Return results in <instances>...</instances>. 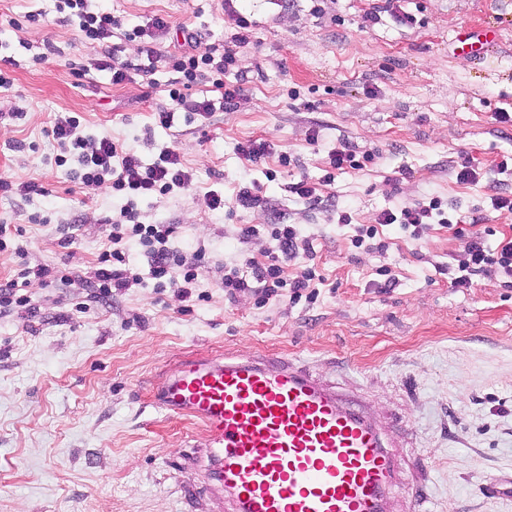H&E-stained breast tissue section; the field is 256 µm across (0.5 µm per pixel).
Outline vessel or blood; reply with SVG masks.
I'll return each mask as SVG.
<instances>
[{
	"label": "vessel or blood",
	"instance_id": "b4317fda",
	"mask_svg": "<svg viewBox=\"0 0 512 512\" xmlns=\"http://www.w3.org/2000/svg\"><path fill=\"white\" fill-rule=\"evenodd\" d=\"M152 405L198 426L192 460L224 512H393L394 486L422 490L375 423L290 359L186 356Z\"/></svg>",
	"mask_w": 512,
	"mask_h": 512
}]
</instances>
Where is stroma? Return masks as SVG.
Returning a JSON list of instances; mask_svg holds the SVG:
<instances>
[{
	"label": "stroma",
	"mask_w": 512,
	"mask_h": 512,
	"mask_svg": "<svg viewBox=\"0 0 512 512\" xmlns=\"http://www.w3.org/2000/svg\"><path fill=\"white\" fill-rule=\"evenodd\" d=\"M91 3L127 29L171 21L150 78L132 70L116 85L93 70L102 48L80 38L56 0H0V71L11 79L0 87V180L44 189L0 193V225L22 229L27 250H0V284L25 263L52 271L33 286L32 307L0 314V512H217V501L187 490L195 425L150 397L182 357L238 351L303 361L366 403L408 460L427 459V498L405 497L401 512H512L511 498L485 490L491 478H512V288L495 277L451 287L438 268L464 241L439 224L419 244L392 224L379 229L388 249L351 245L356 225L382 209L432 197L464 222L485 214L489 243L512 235V213L490 209L492 194L512 191V177L491 172L512 155V122L495 118L512 114V0H404L411 25L378 12L380 0H233L251 22L245 45L232 41L224 0ZM483 25L499 37L480 57L457 49L461 31ZM187 32L195 54L233 48L227 78L244 92L228 107L201 81L191 94L213 102L211 117L190 123L179 113L163 128L154 114L170 104L166 56ZM76 62L88 65L85 77ZM64 115L79 117V135L111 138L147 164L178 149L193 187L137 208L143 223L176 225L173 247L201 261L199 299L150 285L93 297L122 201L56 166L50 130ZM262 141L271 149L260 160L241 154ZM343 141L362 166L323 185ZM466 162L483 169L478 181L457 180ZM303 179L319 184V203L291 193ZM255 183L265 206H239L240 188ZM212 189L223 211L208 208ZM343 212L350 223H339ZM279 216L313 244L325 280L316 304L228 300L225 265L244 252L266 263ZM246 225L259 229L247 243ZM72 273L81 282L66 283ZM388 274L396 287H385Z\"/></svg>",
	"instance_id": "obj_1"
}]
</instances>
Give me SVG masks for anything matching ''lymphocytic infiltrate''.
I'll list each match as a JSON object with an SVG mask.
<instances>
[{
  "label": "lymphocytic infiltrate",
  "mask_w": 512,
  "mask_h": 512,
  "mask_svg": "<svg viewBox=\"0 0 512 512\" xmlns=\"http://www.w3.org/2000/svg\"><path fill=\"white\" fill-rule=\"evenodd\" d=\"M89 2L57 0V10L77 20L79 32L85 41L105 43L112 38L115 30L120 29L121 21L110 12L91 9ZM169 27L167 19L156 17L148 26L125 32V41L135 44L141 59L136 66L137 71L145 74L152 72L159 52L151 39ZM170 61L175 73L169 91L172 106L158 114L162 127H171L180 109L188 115L202 118L212 114L214 105L211 100H194L189 95L190 90L203 79H211L213 85L223 88L224 103L228 106L233 105L243 92L239 83L224 80L225 73L235 62L232 50L201 56L185 51L171 55ZM79 125L80 119L76 116L56 118L52 136L61 148L60 155L55 158L56 165L68 167L70 177L84 187L109 189L124 201L119 218L111 222L112 247L100 256L101 266L94 284L96 296L104 298L112 295L113 291L142 284L144 277L132 272L125 252L126 243L134 241L152 257L148 278L153 280L155 287L173 288L181 299L191 298L198 285V265L184 263L172 248L173 225L145 224L140 221L137 202L157 193L166 195L176 190L190 189L194 184L193 172L184 165L176 150H165L154 163L146 165L135 151L119 147L110 138L90 141L79 136ZM448 222V215L439 200L419 201L396 210H383L373 224L359 225L352 244L369 252L380 251L385 244L376 238L379 227L399 225L408 230L411 240L419 241L432 225H445ZM455 234L464 238L465 244L455 264L448 267L452 287L472 288L476 286L478 278L490 275L512 280V237L491 246L483 233H468L459 228ZM271 237L277 243L278 257L261 265L251 257L240 256L235 264L224 269L225 295L233 299L237 294L249 293L263 301L284 298L292 305L302 301L315 303L318 299L314 284L315 270L308 267L300 275L288 279L281 265L285 259L312 257L311 241L302 236L293 224L273 225Z\"/></svg>",
  "instance_id": "f902f5d3"
}]
</instances>
